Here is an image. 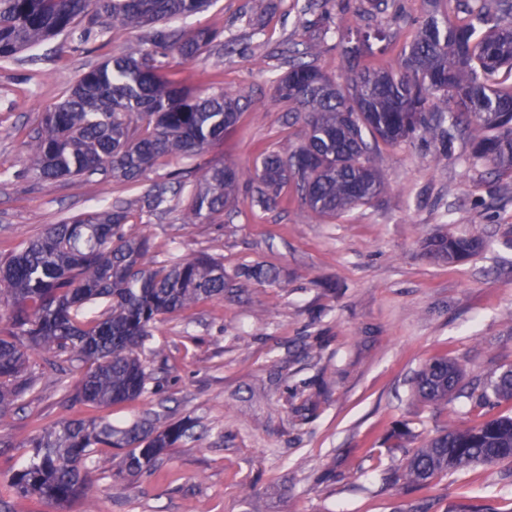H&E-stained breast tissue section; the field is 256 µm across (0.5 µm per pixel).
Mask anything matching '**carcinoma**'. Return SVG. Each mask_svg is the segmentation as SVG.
<instances>
[{"label":"carcinoma","instance_id":"1","mask_svg":"<svg viewBox=\"0 0 512 512\" xmlns=\"http://www.w3.org/2000/svg\"><path fill=\"white\" fill-rule=\"evenodd\" d=\"M442 0H425L412 40L396 62L371 60L374 42L389 34L373 26L377 14L403 15L397 0H344L355 37L338 34L342 73L323 74L307 47L272 80L299 143L283 156L263 150L253 171L216 163L187 191L169 175L149 187L136 207L117 204L49 224L0 260V306L10 327L0 329V420L37 390L22 376L28 352L41 349L86 365L75 398L100 406L132 402L149 374L140 358L154 324L200 301L224 296V262L208 254L157 265L146 236L131 231L142 215L173 210L187 194L185 224H221L242 190L253 205H276L291 186L319 217L337 218L370 205L383 182L371 155L419 141L452 152L466 134L465 162L512 179V0H457L466 19L454 23ZM213 0H0V62L55 37L93 30L140 28L144 34L85 71L61 102L48 108L24 140L28 171L43 182L101 174L128 183L170 158L191 160L232 133L249 105L222 91H191L170 73V60L188 61L220 41L221 33L169 26L210 7ZM489 246L481 235L441 233L426 241L431 257L464 260ZM239 286L270 281L261 265L238 273ZM455 360L435 357L416 373L415 393L429 404L448 401L463 379ZM512 401V367L493 374L475 396L479 404ZM190 429L176 421L158 430L105 420L64 421L26 444L29 459L7 480L14 493L62 508L77 501L90 476L85 463L100 448L125 450L122 473L148 470ZM512 465V414L473 426L448 425L409 455L403 477L414 490L442 474L474 465Z\"/></svg>","mask_w":512,"mask_h":512}]
</instances>
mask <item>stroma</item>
Segmentation results:
<instances>
[{
	"label": "stroma",
	"instance_id": "stroma-1",
	"mask_svg": "<svg viewBox=\"0 0 512 512\" xmlns=\"http://www.w3.org/2000/svg\"><path fill=\"white\" fill-rule=\"evenodd\" d=\"M294 0H217L181 20L188 30H222L233 53L216 47L173 64L182 85L219 88L253 101L233 133L193 162L247 169L260 149L288 153L286 107L271 80L295 44L316 49L322 73L342 68L334 37L316 15L299 22ZM134 31H105L81 42L60 36L0 63V257L72 213L136 198L180 160L147 171L136 188L100 177L41 182L27 171L23 141L43 111L80 75L120 51ZM452 154L418 143L381 147L373 163L384 191L373 204L325 219L295 194L267 209L248 196L227 224H185L179 211L144 216L138 232L159 264L206 252L224 262L223 298L158 321L141 352L151 380L134 403L99 408L73 402L74 363L31 352L27 375L39 391L0 421V512H46L10 493L8 475L25 445L56 423L103 417L120 427L157 428L188 419L192 436L161 455L136 481L124 479L122 452L102 448L88 465L86 501L66 512H410L420 496L431 512L482 504L512 512V475L477 466L433 479L423 493L400 477L407 455L448 424L474 425L512 411L483 408L455 393L429 405L413 378L448 356L474 386L512 366V181L494 180ZM481 234L491 247L444 263L425 251L439 233ZM273 268L271 283L242 288V265Z\"/></svg>",
	"mask_w": 512,
	"mask_h": 512
}]
</instances>
